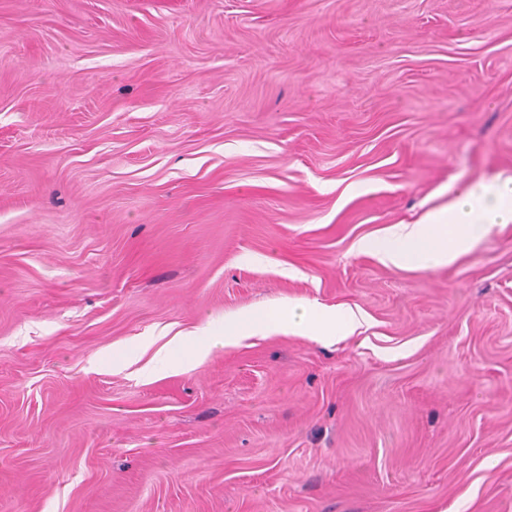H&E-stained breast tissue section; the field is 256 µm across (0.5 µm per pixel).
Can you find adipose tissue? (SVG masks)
<instances>
[{
	"label": "adipose tissue",
	"instance_id": "ef3b65f1",
	"mask_svg": "<svg viewBox=\"0 0 512 512\" xmlns=\"http://www.w3.org/2000/svg\"><path fill=\"white\" fill-rule=\"evenodd\" d=\"M512 223V178H482L470 183L449 204L430 210L415 224L404 226L400 245L383 250V259L397 267L430 260L444 266L474 248L495 225ZM287 326L305 333L318 329L336 336L346 327L341 312L323 308L293 307L287 316L254 308L216 327L205 325L202 335L176 337L164 356L172 369L181 370L207 357L214 348L232 346L262 329Z\"/></svg>",
	"mask_w": 512,
	"mask_h": 512
}]
</instances>
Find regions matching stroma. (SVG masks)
<instances>
[{"instance_id": "35a3bbf8", "label": "stroma", "mask_w": 512, "mask_h": 512, "mask_svg": "<svg viewBox=\"0 0 512 512\" xmlns=\"http://www.w3.org/2000/svg\"><path fill=\"white\" fill-rule=\"evenodd\" d=\"M497 175L512 0H0V512H512V223L358 249ZM350 321H342L341 311H330L323 308L293 307L288 309V331L306 333L315 328L321 336L340 335L349 326ZM283 322V317L262 308L247 310L219 328L207 322L203 328L204 336L177 335L163 360L173 370L185 369L207 357L216 347L233 346L239 339L261 329L278 330Z\"/></svg>"}]
</instances>
